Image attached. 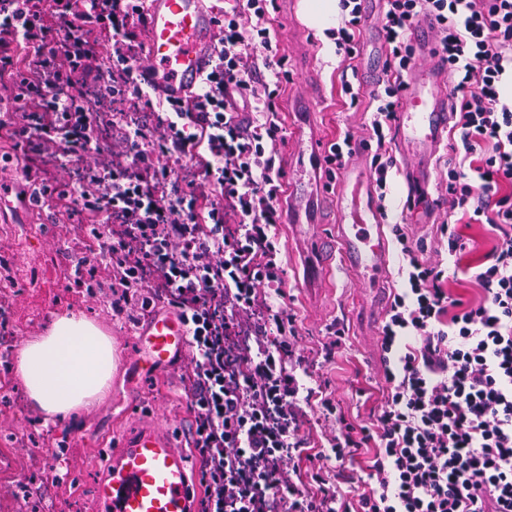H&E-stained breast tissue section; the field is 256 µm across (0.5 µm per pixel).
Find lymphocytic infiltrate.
Segmentation results:
<instances>
[{
  "label": "lymphocytic infiltrate",
  "mask_w": 512,
  "mask_h": 512,
  "mask_svg": "<svg viewBox=\"0 0 512 512\" xmlns=\"http://www.w3.org/2000/svg\"><path fill=\"white\" fill-rule=\"evenodd\" d=\"M145 0H0V104L16 160L40 179L38 206L68 242L87 232L68 278L107 294L139 324L168 307L188 325L177 387L187 400L200 512H512V0H384L383 66L367 131L386 187L387 130L415 52L408 32L438 24L436 53L458 94L444 177L442 234L453 272L480 288L466 301L402 229L394 294L381 330L392 362L372 428L336 417L328 384L303 377L331 361L286 300L278 181L287 82L268 0H225L220 64L196 99L174 107L137 84ZM328 34L341 90L360 95L361 0H339ZM111 99L102 118L94 101ZM197 178L173 181L181 159ZM486 224L473 257L461 227ZM316 414L319 434L304 431ZM338 472L341 491L327 478Z\"/></svg>",
  "instance_id": "lymphocytic-infiltrate-1"
}]
</instances>
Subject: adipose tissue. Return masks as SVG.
Wrapping results in <instances>:
<instances>
[{
  "instance_id": "obj_1",
  "label": "adipose tissue",
  "mask_w": 512,
  "mask_h": 512,
  "mask_svg": "<svg viewBox=\"0 0 512 512\" xmlns=\"http://www.w3.org/2000/svg\"><path fill=\"white\" fill-rule=\"evenodd\" d=\"M29 403L45 419L92 405L112 379V339L84 315H57L39 338L16 356Z\"/></svg>"
}]
</instances>
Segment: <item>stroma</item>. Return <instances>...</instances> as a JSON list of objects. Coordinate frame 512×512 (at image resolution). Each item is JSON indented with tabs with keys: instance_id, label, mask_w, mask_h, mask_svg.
<instances>
[{
	"instance_id": "obj_1",
	"label": "stroma",
	"mask_w": 512,
	"mask_h": 512,
	"mask_svg": "<svg viewBox=\"0 0 512 512\" xmlns=\"http://www.w3.org/2000/svg\"><path fill=\"white\" fill-rule=\"evenodd\" d=\"M314 60L325 97L320 112L323 135L333 144L345 133L364 134L371 108L368 98L351 104L340 89L337 66L340 62L333 41L314 36ZM50 226L41 215L13 208L0 201V263H11L15 278L0 285L13 294L8 327L17 342H28L38 335L58 314L84 313L95 320L114 340L132 343L135 328L113 318L107 300L84 301L67 279L69 257L51 242ZM331 295L301 287L296 276H289L287 291L300 320L301 332L310 344L322 340L327 327L338 325L345 332V343L332 362L317 368L312 380L328 383L350 422L369 424V408L363 394L377 391L382 364L371 361L366 350L368 341L358 323V310L369 297L368 291L353 285L342 270H334ZM174 370L157 371L141 363L134 375L117 368L106 394L89 408L44 422L39 411L29 406L23 396L22 381L14 360L0 361V381L8 386L0 390V420L15 419L24 426V434L0 427V449L13 459L26 462L24 471L13 474V481L24 485H46L50 492L43 498L7 500L1 503L6 512H96L90 496L89 479L103 463L99 444L102 437L119 436L127 428L133 411L152 405L150 385H158L164 396L166 416L181 431H188L190 421L186 401L176 389ZM56 443L66 453L73 475L65 492L54 491L53 468L49 443Z\"/></svg>"
}]
</instances>
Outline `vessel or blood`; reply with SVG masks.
Segmentation results:
<instances>
[{
  "mask_svg": "<svg viewBox=\"0 0 512 512\" xmlns=\"http://www.w3.org/2000/svg\"><path fill=\"white\" fill-rule=\"evenodd\" d=\"M287 27L279 36L296 43L297 57L308 76L295 87L288 102L293 166L303 178L286 179L282 221L292 225L289 252L303 266L302 287H317L341 268L357 287L369 289L375 315H382L391 294L393 234L379 187L364 161L365 143L356 141L338 172L335 189H328L326 143L318 123L322 93L313 71V43L305 0H278ZM381 0H364V45L380 42ZM223 0H146L143 35L147 64L140 83L156 97L180 103L198 92L217 64V34ZM436 28L421 21L410 40L419 57L404 78L401 108L394 117L399 171L409 204L404 221H433L431 186L435 159L448 143L452 97L434 55ZM39 178L9 161H0V185L32 201ZM187 348V329L180 317L158 311L137 331L136 346L118 343L115 362L133 364L147 357L160 371L179 365ZM104 466L92 480L100 512H198L197 473L184 452L182 435L156 412L136 418L132 427L103 453Z\"/></svg>",
  "mask_w": 512,
  "mask_h": 512,
  "instance_id": "vessel-or-blood-1",
  "label": "vessel or blood"
}]
</instances>
